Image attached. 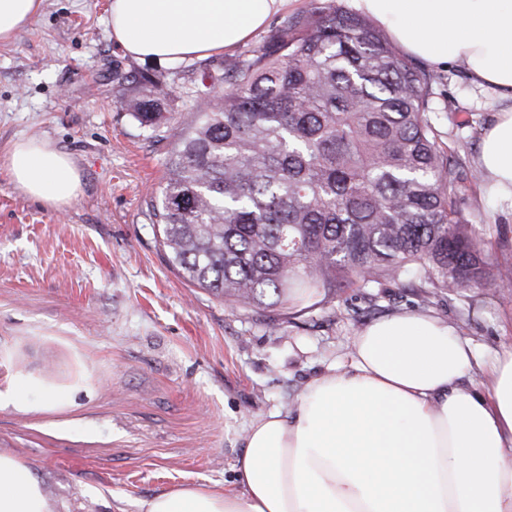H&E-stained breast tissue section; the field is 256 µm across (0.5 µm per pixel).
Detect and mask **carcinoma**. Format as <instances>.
Masks as SVG:
<instances>
[{"mask_svg":"<svg viewBox=\"0 0 512 512\" xmlns=\"http://www.w3.org/2000/svg\"><path fill=\"white\" fill-rule=\"evenodd\" d=\"M112 80L140 125L166 123L171 91L117 68ZM215 81L228 90L171 134L150 200L188 284L295 315L354 276L416 274L434 290L492 278L458 209L475 174L440 147L431 78L366 19L320 0Z\"/></svg>","mask_w":512,"mask_h":512,"instance_id":"carcinoma-1","label":"carcinoma"}]
</instances>
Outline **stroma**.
I'll return each instance as SVG.
<instances>
[{
  "label": "stroma",
  "instance_id": "obj_1",
  "mask_svg": "<svg viewBox=\"0 0 512 512\" xmlns=\"http://www.w3.org/2000/svg\"><path fill=\"white\" fill-rule=\"evenodd\" d=\"M106 17L107 0H44L0 44V149L46 139L81 174L77 198L53 209L0 171V449L31 467L52 512H141L180 485L233 484L250 421L293 408L312 378L348 364L373 320L423 311L484 357L512 342V285L498 279L441 291L358 279L276 321L187 284L159 244L150 198L169 136L196 105L173 98L167 124L142 127L118 103L112 62L200 91L265 33L218 56L137 61L112 43ZM426 73L444 144L477 165L482 132L507 100L462 65ZM458 208L492 268L512 269V201L482 177L460 187Z\"/></svg>",
  "mask_w": 512,
  "mask_h": 512
}]
</instances>
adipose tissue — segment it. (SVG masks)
Segmentation results:
<instances>
[{"label":"adipose tissue","mask_w":512,"mask_h":512,"mask_svg":"<svg viewBox=\"0 0 512 512\" xmlns=\"http://www.w3.org/2000/svg\"><path fill=\"white\" fill-rule=\"evenodd\" d=\"M287 0H108L113 42L131 58L181 62L247 41ZM407 53L465 63L472 83L512 99V0H354ZM43 0H0L11 41ZM489 189L512 200V107L482 136ZM0 167L30 199L61 208L81 188L71 157L45 139L13 142ZM453 326L425 313L374 321L350 363L309 382L297 405L254 418L237 482L168 490L144 512H512V343L484 380ZM0 512H49L40 479L0 449Z\"/></svg>","instance_id":"ef3b65f1"}]
</instances>
